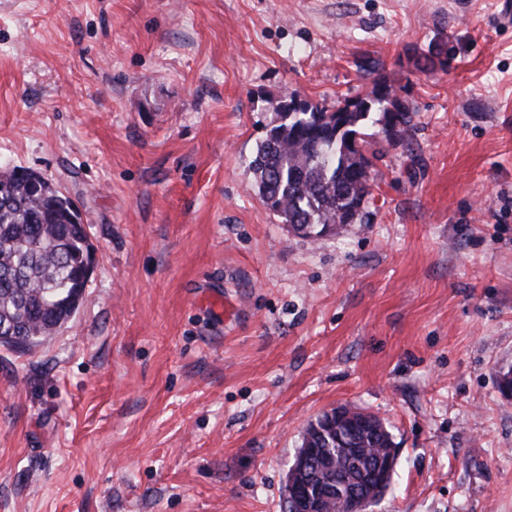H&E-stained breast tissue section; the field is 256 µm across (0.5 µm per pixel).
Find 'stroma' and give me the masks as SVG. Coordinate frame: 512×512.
Wrapping results in <instances>:
<instances>
[{
	"label": "stroma",
	"mask_w": 512,
	"mask_h": 512,
	"mask_svg": "<svg viewBox=\"0 0 512 512\" xmlns=\"http://www.w3.org/2000/svg\"><path fill=\"white\" fill-rule=\"evenodd\" d=\"M367 61L414 128L368 223L301 237L249 163L280 101L363 95ZM1 167L61 186L97 253L55 336L0 347V512H285L339 406L398 448L370 512H512L502 0H0Z\"/></svg>",
	"instance_id": "obj_1"
}]
</instances>
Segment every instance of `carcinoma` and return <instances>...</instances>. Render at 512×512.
<instances>
[{
    "label": "carcinoma",
    "mask_w": 512,
    "mask_h": 512,
    "mask_svg": "<svg viewBox=\"0 0 512 512\" xmlns=\"http://www.w3.org/2000/svg\"><path fill=\"white\" fill-rule=\"evenodd\" d=\"M395 88L377 77L365 95L330 111L319 102L302 104L301 112L285 103L276 108L279 123L266 126L250 162L262 203L282 219L319 239L327 224L361 223L372 199L371 172L380 155L367 149L364 129L381 126L386 142L388 114L398 138L412 132V110L400 101L394 110L375 103L378 94ZM86 231L63 191H36L18 168L0 171V323H13L15 339L1 346L24 351L55 335L75 315L89 280L84 276ZM369 433L367 422L347 420L309 439L312 500L327 499L341 512L350 491L370 478L380 449L394 444L384 424Z\"/></svg>",
    "instance_id": "cac0c4a2"
}]
</instances>
